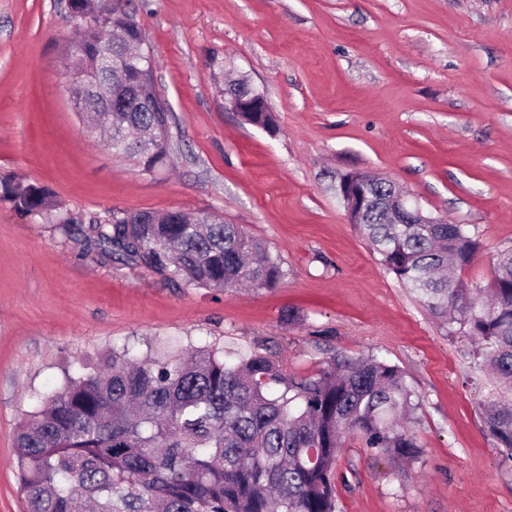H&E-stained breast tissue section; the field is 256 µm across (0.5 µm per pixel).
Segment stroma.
I'll list each match as a JSON object with an SVG mask.
<instances>
[{"mask_svg": "<svg viewBox=\"0 0 512 512\" xmlns=\"http://www.w3.org/2000/svg\"><path fill=\"white\" fill-rule=\"evenodd\" d=\"M172 112L171 162L147 174L88 138L64 69L66 0H0V179L50 188L71 218L0 201V512H25L14 434L34 392L125 345L269 352L287 374L333 355L398 365L420 396L422 447L402 464L356 437L339 454L341 512H512V461L476 411L473 342L448 334L389 274L336 193L369 172L482 244L512 249V0H131ZM241 78L275 124L230 108ZM113 209L222 215L278 256L268 288H186L83 249Z\"/></svg>", "mask_w": 512, "mask_h": 512, "instance_id": "obj_1", "label": "stroma"}]
</instances>
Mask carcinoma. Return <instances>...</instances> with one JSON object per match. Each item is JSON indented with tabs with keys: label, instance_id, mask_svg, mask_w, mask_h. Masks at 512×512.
<instances>
[{
	"label": "carcinoma",
	"instance_id": "1",
	"mask_svg": "<svg viewBox=\"0 0 512 512\" xmlns=\"http://www.w3.org/2000/svg\"><path fill=\"white\" fill-rule=\"evenodd\" d=\"M79 30L68 59L79 112L110 129L112 153L151 173L169 158L171 113L137 97L153 84L136 59L109 63L104 50L142 44L143 29L117 0H70ZM124 102L119 117L104 111ZM391 183L367 187L358 229L384 268L415 291L452 333L477 344L474 365L489 379L476 410L497 448L512 459V249L486 286L447 274L470 265L481 243L464 224H392L383 215ZM0 201L24 215L62 204L46 186L0 184ZM101 256L134 261L186 288H272L280 261L242 226L199 212L136 224L110 210L83 233ZM15 433L17 475L27 512H339L335 469L343 439L361 437L387 459L421 454L403 425L419 397L406 373L376 355L332 356L311 376H288L273 356L233 359L209 346L188 355L140 357L124 346L64 372L33 397Z\"/></svg>",
	"mask_w": 512,
	"mask_h": 512
}]
</instances>
